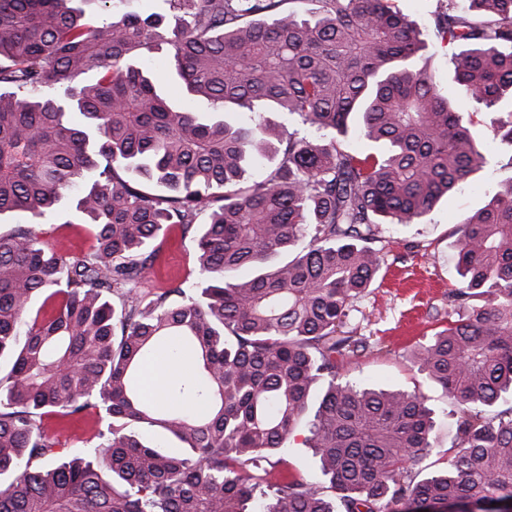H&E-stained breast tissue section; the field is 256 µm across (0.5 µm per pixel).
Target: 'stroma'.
Returning a JSON list of instances; mask_svg holds the SVG:
<instances>
[{"label":"stroma","instance_id":"35a3bbf8","mask_svg":"<svg viewBox=\"0 0 512 512\" xmlns=\"http://www.w3.org/2000/svg\"><path fill=\"white\" fill-rule=\"evenodd\" d=\"M458 102L473 115V132L484 147L487 165L448 199L413 224L381 227L384 262L376 281L353 303L343 330L364 340L365 354L346 365L350 380L383 389H421L437 412L432 458L447 456L455 423L447 398L428 384L408 358L410 348L448 323V294L460 280L455 260V229L463 217L480 208L496 182L512 174V145L496 136L503 108H485L466 98ZM70 201L62 199L45 226V241L58 254L79 258L89 252L87 225L69 223ZM198 276L195 248L179 229L168 233L142 289L153 294Z\"/></svg>","mask_w":512,"mask_h":512}]
</instances>
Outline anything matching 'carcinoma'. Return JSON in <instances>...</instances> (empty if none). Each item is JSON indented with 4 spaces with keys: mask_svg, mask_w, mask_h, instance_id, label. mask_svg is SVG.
Masks as SVG:
<instances>
[{
    "mask_svg": "<svg viewBox=\"0 0 512 512\" xmlns=\"http://www.w3.org/2000/svg\"><path fill=\"white\" fill-rule=\"evenodd\" d=\"M132 2L0 0V215L27 217L0 234V512L512 502V407L488 415L512 395V176L460 222L448 327L410 353L457 416L443 468L422 466L428 398L342 381L366 343L340 331L380 272V226L417 222L486 164L420 53L453 46L456 89L488 109L512 98V0H444L424 28L393 0H165L172 26ZM146 54L174 60L181 102ZM69 194L93 236L75 260L41 229ZM173 227L193 236L200 295L148 299ZM41 295L51 313L32 317ZM162 343L157 403L138 374ZM90 413L106 430L64 452L46 420ZM301 426L318 482L281 467Z\"/></svg>",
    "mask_w": 512,
    "mask_h": 512,
    "instance_id": "obj_1",
    "label": "carcinoma"
}]
</instances>
